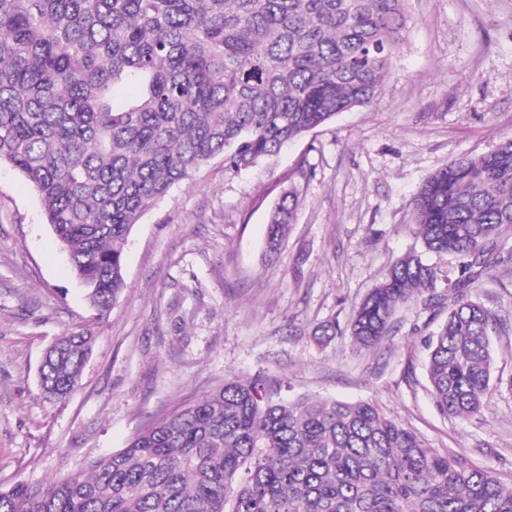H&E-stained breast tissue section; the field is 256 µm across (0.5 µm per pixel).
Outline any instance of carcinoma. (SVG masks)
Listing matches in <instances>:
<instances>
[{
  "mask_svg": "<svg viewBox=\"0 0 512 512\" xmlns=\"http://www.w3.org/2000/svg\"><path fill=\"white\" fill-rule=\"evenodd\" d=\"M406 0H0V165L35 191L100 315L124 288L132 228L217 157L241 171L336 115L370 103L406 43ZM297 193L273 207L279 251ZM428 252L463 259L448 293L410 253L341 328L363 348L397 307L428 293L447 318L428 338L430 392L445 415L489 400L491 336L507 320L472 298L512 262V139L453 159L413 200ZM85 328L54 343L45 397L75 389L93 352ZM0 512H512V486L428 447L368 402L273 398L234 379L156 422L84 472L0 489Z\"/></svg>",
  "mask_w": 512,
  "mask_h": 512,
  "instance_id": "cac0c4a2",
  "label": "carcinoma"
}]
</instances>
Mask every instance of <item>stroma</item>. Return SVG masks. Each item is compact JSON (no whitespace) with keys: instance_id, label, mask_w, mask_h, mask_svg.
Returning <instances> with one entry per match:
<instances>
[{"instance_id":"35a3bbf8","label":"stroma","mask_w":512,"mask_h":512,"mask_svg":"<svg viewBox=\"0 0 512 512\" xmlns=\"http://www.w3.org/2000/svg\"><path fill=\"white\" fill-rule=\"evenodd\" d=\"M407 41L381 94L240 172L214 160L134 226L125 286L108 315L87 305L40 204L0 166V487L65 477L125 448L147 426L233 379L274 396L367 401L433 448L464 454L512 484V330L492 336L490 404L467 419L429 393L421 303L398 308L370 350L350 336L356 305L409 253L446 280L458 257L427 253L412 200L454 158L512 138V0H407ZM298 207L265 253L285 189ZM475 295L512 322V265ZM95 338L73 393L46 399L38 367L58 336Z\"/></svg>"}]
</instances>
